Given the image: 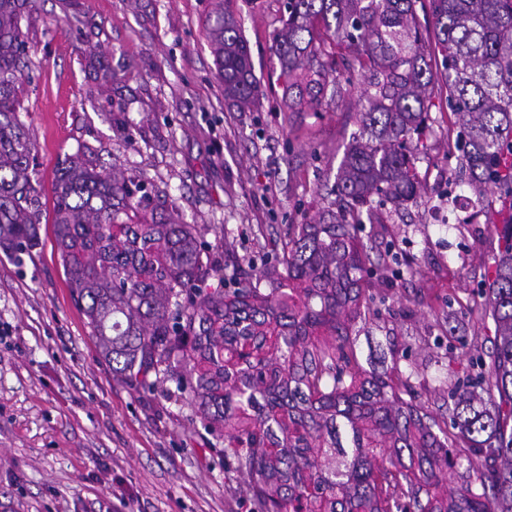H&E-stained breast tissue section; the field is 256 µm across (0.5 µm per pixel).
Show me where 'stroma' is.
I'll use <instances>...</instances> for the list:
<instances>
[{
	"label": "stroma",
	"mask_w": 512,
	"mask_h": 512,
	"mask_svg": "<svg viewBox=\"0 0 512 512\" xmlns=\"http://www.w3.org/2000/svg\"><path fill=\"white\" fill-rule=\"evenodd\" d=\"M231 8L264 81L258 111L224 103L210 0H35L22 23L31 59L22 118L44 188L66 155L89 149L104 172L143 174L206 242L259 271L280 255L286 225L329 207L323 186L358 130L361 80L343 83L319 113L283 111L281 88L267 81L281 0ZM429 108L420 195L399 206L373 196V219L357 232L383 260L362 282L370 313L353 332L362 366L417 368L420 401L445 420L494 333L481 291L499 252L489 225L503 218L454 209L460 125L443 81ZM38 229L24 262L0 248V512H257L188 394L113 373L51 225Z\"/></svg>",
	"instance_id": "obj_1"
}]
</instances>
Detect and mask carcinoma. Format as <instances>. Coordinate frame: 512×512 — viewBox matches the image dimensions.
Instances as JSON below:
<instances>
[{"mask_svg": "<svg viewBox=\"0 0 512 512\" xmlns=\"http://www.w3.org/2000/svg\"><path fill=\"white\" fill-rule=\"evenodd\" d=\"M208 38L224 102L255 105L259 86L241 22L216 0ZM417 0H283L274 42L286 112H317L361 72L360 130L328 194L337 206L289 224L282 257L260 274L224 263L176 207L135 173L106 174L79 149L52 184V224L73 298L112 372L142 387H190L205 428L260 512H512V220L484 313L495 324L479 359L480 408L454 402L448 435L412 396L410 369L392 383L357 361L370 250L349 219L383 194L420 191L406 138L426 127L438 73L423 46ZM459 160L480 190L512 210V0H429ZM31 0H0V246L38 245L43 185L20 119ZM352 58L336 52V44ZM480 459L440 493L461 445Z\"/></svg>", "mask_w": 512, "mask_h": 512, "instance_id": "cac0c4a2", "label": "carcinoma"}]
</instances>
